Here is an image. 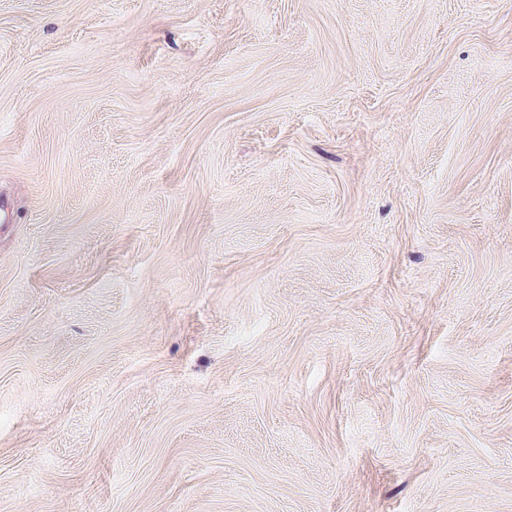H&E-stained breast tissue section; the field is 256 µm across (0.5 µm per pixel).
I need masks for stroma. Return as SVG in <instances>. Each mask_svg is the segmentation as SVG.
Returning a JSON list of instances; mask_svg holds the SVG:
<instances>
[{"mask_svg":"<svg viewBox=\"0 0 512 512\" xmlns=\"http://www.w3.org/2000/svg\"><path fill=\"white\" fill-rule=\"evenodd\" d=\"M0 512H512V0H0Z\"/></svg>","mask_w":512,"mask_h":512,"instance_id":"stroma-1","label":"stroma"}]
</instances>
